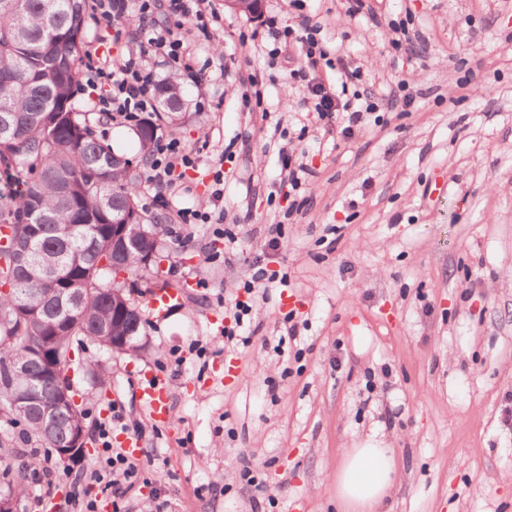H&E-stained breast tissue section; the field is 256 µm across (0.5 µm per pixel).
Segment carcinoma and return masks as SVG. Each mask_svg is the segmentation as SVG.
Segmentation results:
<instances>
[{
    "mask_svg": "<svg viewBox=\"0 0 512 512\" xmlns=\"http://www.w3.org/2000/svg\"><path fill=\"white\" fill-rule=\"evenodd\" d=\"M86 15L87 0H0V225L1 217H9L12 238L19 240L29 237V225H40L32 241L37 263L0 269V407L16 389L14 363L35 350L45 346L60 355L64 368L76 346L110 348L103 327L117 316L140 336L145 329L129 293H123L127 307L117 313L113 282L121 272L145 273L140 254L159 253L160 237L124 252L113 245L112 221L139 206L141 172L130 169L128 160L119 162L96 136L88 114L75 111ZM159 91L162 111L133 128L144 158L156 122L183 119L177 76L163 79ZM51 263L82 289L78 303L44 288L42 268ZM29 441L62 462L56 449L64 439L42 430L38 412L22 425L0 419V488L24 492L38 461L10 449Z\"/></svg>",
    "mask_w": 512,
    "mask_h": 512,
    "instance_id": "obj_1",
    "label": "carcinoma"
}]
</instances>
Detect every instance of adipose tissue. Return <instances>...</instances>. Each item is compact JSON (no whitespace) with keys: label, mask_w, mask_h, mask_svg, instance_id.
I'll return each instance as SVG.
<instances>
[{"label":"adipose tissue","mask_w":512,"mask_h":512,"mask_svg":"<svg viewBox=\"0 0 512 512\" xmlns=\"http://www.w3.org/2000/svg\"><path fill=\"white\" fill-rule=\"evenodd\" d=\"M395 481L392 449L350 448L336 468V499L345 512H380Z\"/></svg>","instance_id":"obj_1"}]
</instances>
